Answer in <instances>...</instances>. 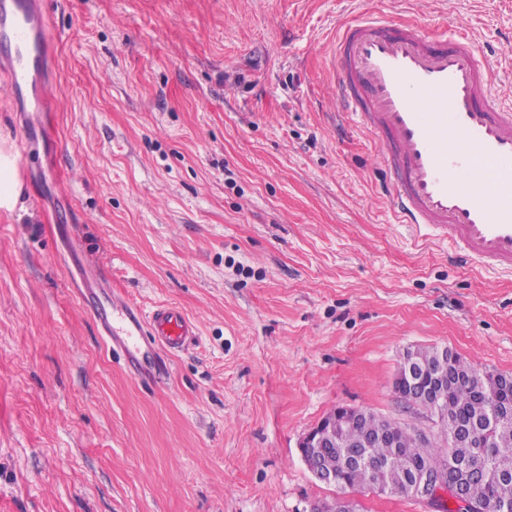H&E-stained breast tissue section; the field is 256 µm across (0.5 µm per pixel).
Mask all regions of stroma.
<instances>
[{
    "label": "stroma",
    "mask_w": 512,
    "mask_h": 512,
    "mask_svg": "<svg viewBox=\"0 0 512 512\" xmlns=\"http://www.w3.org/2000/svg\"><path fill=\"white\" fill-rule=\"evenodd\" d=\"M59 144L0 91V512H311L339 491L299 441L332 408L425 418L393 379L445 347L512 375V273L418 243L371 135L336 114L355 18L465 28L512 81V0H44ZM75 245L119 296L197 336L152 382L104 347ZM359 512H437L356 489Z\"/></svg>",
    "instance_id": "obj_1"
}]
</instances>
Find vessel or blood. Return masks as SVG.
<instances>
[{
	"mask_svg": "<svg viewBox=\"0 0 512 512\" xmlns=\"http://www.w3.org/2000/svg\"><path fill=\"white\" fill-rule=\"evenodd\" d=\"M0 75L13 96L30 92L45 111L52 41L41 0H0ZM333 71L342 111L376 136L392 211L415 232L452 242L462 263L512 271V105L497 89L499 70L458 35L447 42L421 21L344 26ZM93 306L106 344L135 376L153 372L157 349L181 350L196 334L177 305L151 312L112 298Z\"/></svg>",
	"mask_w": 512,
	"mask_h": 512,
	"instance_id": "1",
	"label": "vessel or blood"
}]
</instances>
